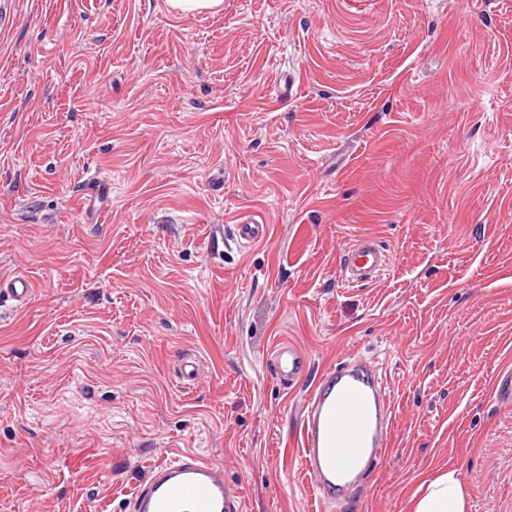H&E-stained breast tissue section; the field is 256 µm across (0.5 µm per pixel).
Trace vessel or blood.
Masks as SVG:
<instances>
[{
	"mask_svg": "<svg viewBox=\"0 0 512 512\" xmlns=\"http://www.w3.org/2000/svg\"><path fill=\"white\" fill-rule=\"evenodd\" d=\"M386 253L371 236H362L341 257L350 281H369L385 269ZM0 291L17 304L32 293L27 276L0 281ZM278 379L294 384L308 366L295 344L272 352ZM298 445L310 486L321 503L348 499L371 461L390 447L391 395L378 363L350 356L324 370L305 397L298 415ZM131 512H244V499L224 476V467L184 452L152 466L136 484Z\"/></svg>",
	"mask_w": 512,
	"mask_h": 512,
	"instance_id": "1",
	"label": "vessel or blood"
}]
</instances>
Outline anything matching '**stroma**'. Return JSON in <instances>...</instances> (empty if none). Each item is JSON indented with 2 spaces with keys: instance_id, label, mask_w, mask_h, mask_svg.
Here are the masks:
<instances>
[{
  "instance_id": "1",
  "label": "stroma",
  "mask_w": 512,
  "mask_h": 512,
  "mask_svg": "<svg viewBox=\"0 0 512 512\" xmlns=\"http://www.w3.org/2000/svg\"><path fill=\"white\" fill-rule=\"evenodd\" d=\"M249 216L266 232L241 246ZM360 235L390 255L364 285L339 274ZM17 274L34 291L0 298V512H131L185 450L245 512H413L449 471L467 512H512L492 394L512 372V0H0ZM281 341L307 382L279 383ZM352 354L388 377L392 447L325 505L295 408ZM171 10L175 13L187 15L204 9L215 13L224 9L223 0H167ZM272 357L275 376L285 381L288 385H293L306 373L308 358L293 343H279L273 350Z\"/></svg>"
}]
</instances>
